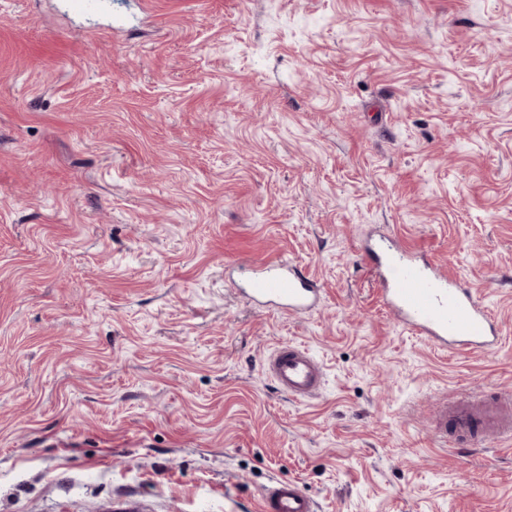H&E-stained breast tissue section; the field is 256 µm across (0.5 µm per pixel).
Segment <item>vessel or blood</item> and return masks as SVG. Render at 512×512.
<instances>
[{
    "mask_svg": "<svg viewBox=\"0 0 512 512\" xmlns=\"http://www.w3.org/2000/svg\"><path fill=\"white\" fill-rule=\"evenodd\" d=\"M384 306L415 334L443 350L491 351L500 329L472 288L449 278L446 271L407 254L394 237L382 236L363 247ZM252 299L276 305L291 314L311 310L318 302L316 281L298 264L281 259L252 266L244 278ZM280 389L295 399L315 396L323 370L306 349L284 344L266 363ZM441 430L478 443L512 433V400L485 402L461 399L436 412ZM261 512H316L314 500L294 482L276 481L260 494Z\"/></svg>",
    "mask_w": 512,
    "mask_h": 512,
    "instance_id": "b4317fda",
    "label": "vessel or blood"
}]
</instances>
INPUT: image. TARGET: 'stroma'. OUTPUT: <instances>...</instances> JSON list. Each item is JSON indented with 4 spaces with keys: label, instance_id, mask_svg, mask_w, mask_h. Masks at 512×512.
Here are the masks:
<instances>
[{
    "label": "stroma",
    "instance_id": "obj_1",
    "mask_svg": "<svg viewBox=\"0 0 512 512\" xmlns=\"http://www.w3.org/2000/svg\"><path fill=\"white\" fill-rule=\"evenodd\" d=\"M387 233L496 351L390 314ZM283 257L312 312L239 290ZM465 393L512 395V0H0V512H512V441L435 435ZM266 369L280 389L295 399L315 396L323 380L322 366L317 359L293 344L276 349L268 358ZM262 512H316L314 500L295 482L275 481L260 494Z\"/></svg>",
    "mask_w": 512,
    "mask_h": 512
}]
</instances>
